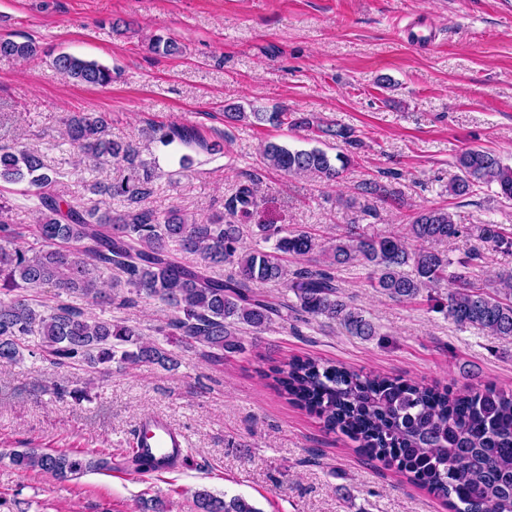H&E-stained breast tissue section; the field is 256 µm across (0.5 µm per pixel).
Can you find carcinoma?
<instances>
[{"label": "carcinoma", "instance_id": "carcinoma-1", "mask_svg": "<svg viewBox=\"0 0 512 512\" xmlns=\"http://www.w3.org/2000/svg\"><path fill=\"white\" fill-rule=\"evenodd\" d=\"M152 49L165 55L181 52L180 44L158 36ZM32 41L0 38V57L36 55ZM54 64L68 79L105 87L112 70L95 61L68 53ZM253 118L258 123L301 127L306 118L288 119L286 112L224 111V121ZM324 133L355 148L354 131L339 124ZM64 136L79 156L93 166L121 164L126 174L105 186L91 185L94 194L121 197L122 212L79 208L52 190L56 172L42 157L27 149L0 148V183L27 182L36 187L38 221L28 232L9 222L0 204V365L22 359L21 340L39 337L42 352L57 365L81 362L91 369L114 363H149L163 368L178 365L174 353L159 345L143 344L139 332L123 320L86 314L68 304L42 312L24 291L52 288L61 297L79 293L100 306L122 309L141 300L160 301L173 309L166 328L188 348H201L213 361L224 353L240 351V324L262 331L276 321L292 317H325L339 321L354 336L377 335L374 324L352 305L337 284L332 269L352 264L372 269L371 286L399 303L425 295L436 308L461 327H474L491 336L512 337V272L501 275L487 290L472 277L482 251L512 252V228L488 222L473 224L471 235L479 247L452 260L433 250L411 251L406 239L421 242L457 238L463 225L445 208H425L413 214L402 230L368 234L349 224L324 240L304 229L259 224L270 249L250 250L242 245L240 225L217 218L208 224L188 218L172 208L164 213L139 207L151 193L153 174L140 160L133 142L112 139L104 112H75L64 120ZM150 143L165 147L214 150L198 132L177 123L153 124L145 131ZM266 167L288 175H316L339 182L351 164L348 155L330 158L318 148L290 149L268 142L263 146ZM459 171L448 191L466 196L481 185L495 184L500 195L512 200V164L480 148H468L455 161ZM362 194L399 203V191L390 184L366 182ZM225 207L241 221L258 208V182L251 178L237 188ZM30 234L41 249L29 252L21 240ZM195 257L184 263L177 255ZM290 258L305 266L288 277ZM228 263L234 273L222 278L210 274L214 264ZM117 272L124 280L112 282L114 292L100 288L105 273ZM262 282H281L296 303L288 305L253 291ZM124 286L127 292L116 288ZM447 289L444 300L433 291ZM264 376L277 392L315 414L330 432H339L362 452L395 467L412 484L425 487L446 501L451 512H512V390L455 392L448 387L408 382L335 366L315 358H295L271 368ZM10 464L21 471H36L60 481L89 472L112 469L104 455L77 456L41 448L14 450ZM178 456L164 460L137 454L132 465L139 473H152L175 465ZM196 512H260L241 496L229 499L202 489L194 493Z\"/></svg>", "mask_w": 512, "mask_h": 512}]
</instances>
